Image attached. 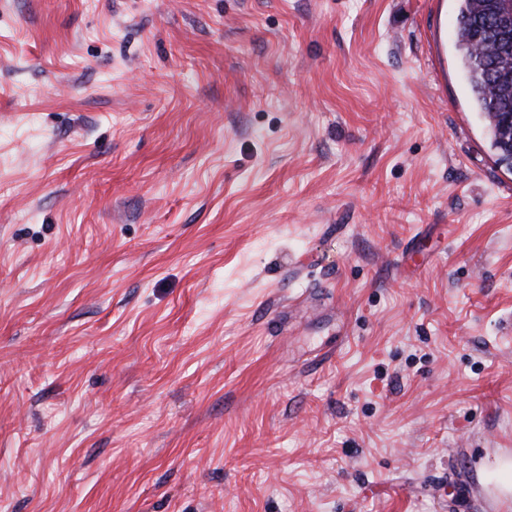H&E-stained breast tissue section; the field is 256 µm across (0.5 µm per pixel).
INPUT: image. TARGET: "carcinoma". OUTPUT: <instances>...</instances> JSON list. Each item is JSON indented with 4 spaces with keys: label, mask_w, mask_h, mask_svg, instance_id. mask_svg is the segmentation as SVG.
<instances>
[{
    "label": "carcinoma",
    "mask_w": 512,
    "mask_h": 512,
    "mask_svg": "<svg viewBox=\"0 0 512 512\" xmlns=\"http://www.w3.org/2000/svg\"><path fill=\"white\" fill-rule=\"evenodd\" d=\"M457 46L475 108L486 121L498 163L512 144L502 122L512 113V36L487 28L493 0H458Z\"/></svg>",
    "instance_id": "1"
}]
</instances>
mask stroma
<instances>
[{"label": "stroma", "instance_id": "1", "mask_svg": "<svg viewBox=\"0 0 512 512\" xmlns=\"http://www.w3.org/2000/svg\"><path fill=\"white\" fill-rule=\"evenodd\" d=\"M457 13L0 0L5 512H512Z\"/></svg>", "mask_w": 512, "mask_h": 512}]
</instances>
